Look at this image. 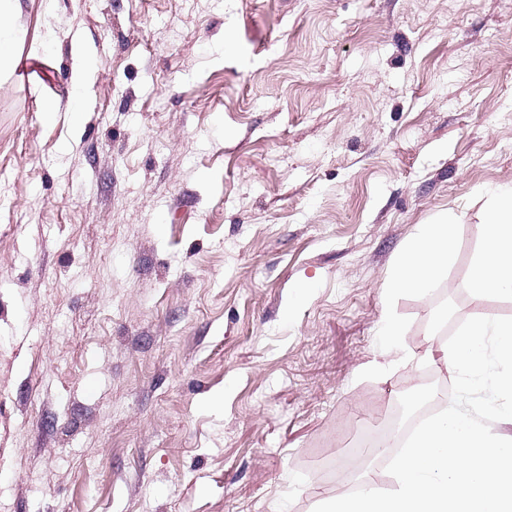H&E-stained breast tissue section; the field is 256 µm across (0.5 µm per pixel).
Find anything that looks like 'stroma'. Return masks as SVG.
<instances>
[{"label": "stroma", "instance_id": "obj_1", "mask_svg": "<svg viewBox=\"0 0 512 512\" xmlns=\"http://www.w3.org/2000/svg\"><path fill=\"white\" fill-rule=\"evenodd\" d=\"M14 23L0 512H313L345 431L446 375L378 340L393 315L424 341L434 295L390 281L438 216L453 322L512 317L450 293L512 183V0H17Z\"/></svg>", "mask_w": 512, "mask_h": 512}]
</instances>
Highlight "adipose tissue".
Returning <instances> with one entry per match:
<instances>
[{"label": "adipose tissue", "mask_w": 512, "mask_h": 512, "mask_svg": "<svg viewBox=\"0 0 512 512\" xmlns=\"http://www.w3.org/2000/svg\"><path fill=\"white\" fill-rule=\"evenodd\" d=\"M489 200L483 247L472 264L469 287L479 297L512 298V184L490 190ZM457 221V216L447 215L438 223L420 225L398 261L392 281L395 292L424 296L447 276L455 260Z\"/></svg>", "instance_id": "obj_1"}]
</instances>
